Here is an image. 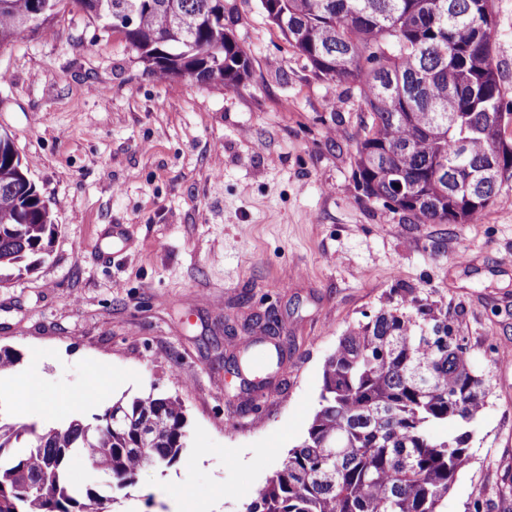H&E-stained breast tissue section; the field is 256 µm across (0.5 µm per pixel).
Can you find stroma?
I'll return each instance as SVG.
<instances>
[{
    "label": "stroma",
    "mask_w": 512,
    "mask_h": 512,
    "mask_svg": "<svg viewBox=\"0 0 512 512\" xmlns=\"http://www.w3.org/2000/svg\"><path fill=\"white\" fill-rule=\"evenodd\" d=\"M493 56L512 101V0H493ZM251 57L235 88L155 79L118 35L77 12L52 34L0 46V131L54 214L33 271L0 280V416L37 385L52 417L178 396L190 439L171 468L111 492L86 461L70 483L113 494L112 512H245L304 437L323 365L344 331L415 299L466 337L492 380L472 458L445 512H512V180L474 224H420L368 198L354 170L370 116L358 88L316 76L260 0H224ZM277 333L264 335L261 319ZM284 353L275 394L246 393L224 363ZM94 397L79 401V393Z\"/></svg>",
    "instance_id": "1"
}]
</instances>
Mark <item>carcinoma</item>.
<instances>
[{"instance_id": "obj_1", "label": "carcinoma", "mask_w": 512, "mask_h": 512, "mask_svg": "<svg viewBox=\"0 0 512 512\" xmlns=\"http://www.w3.org/2000/svg\"><path fill=\"white\" fill-rule=\"evenodd\" d=\"M288 45L331 81H355L371 117L357 151L364 193L420 224H469L512 178L505 141L512 111L491 51L492 0H261ZM77 11L123 35L156 78L234 87L250 57L224 25V0H0V45L49 33ZM135 13L127 28L114 16ZM494 162L501 177L467 191L469 174ZM50 202L0 132L1 271L28 273L48 251ZM388 303L347 329L323 368L319 408L301 442L246 504V512H443L471 459L469 434L490 380L447 318ZM120 409L124 421H113ZM176 396L112 403L93 421L40 433L0 421V512H109L112 497L72 488L80 457L123 489L146 467L170 468L186 447Z\"/></svg>"}]
</instances>
